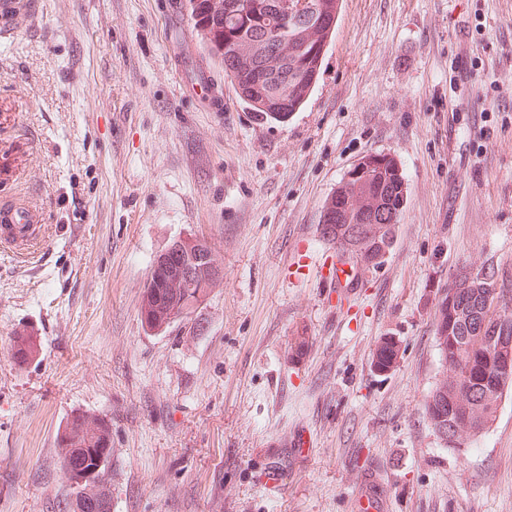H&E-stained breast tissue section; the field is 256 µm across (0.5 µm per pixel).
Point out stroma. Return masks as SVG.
<instances>
[{
  "label": "stroma",
  "mask_w": 512,
  "mask_h": 512,
  "mask_svg": "<svg viewBox=\"0 0 512 512\" xmlns=\"http://www.w3.org/2000/svg\"><path fill=\"white\" fill-rule=\"evenodd\" d=\"M29 2L0 35V202L43 226L32 256L0 249V512H60L75 411L112 422V512H512V392L461 454L425 414L438 299L461 267L512 274V0H340L284 122L241 101L188 0ZM369 152L406 206L332 296L322 205ZM185 237L221 276L149 329L151 264ZM38 346L40 343H37V338L27 330L16 331L12 338V355L15 363H27L37 353ZM400 346L395 338L388 336L380 339L375 349V365L379 371H386L396 363Z\"/></svg>",
  "instance_id": "obj_1"
}]
</instances>
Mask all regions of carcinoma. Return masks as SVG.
Instances as JSON below:
<instances>
[{"label": "carcinoma", "instance_id": "carcinoma-1", "mask_svg": "<svg viewBox=\"0 0 512 512\" xmlns=\"http://www.w3.org/2000/svg\"><path fill=\"white\" fill-rule=\"evenodd\" d=\"M277 0H224V21L207 10V0H193L194 25L224 24V74L237 94L257 116L293 113L302 106L320 71L327 39L333 33L339 0H305L302 13L281 22ZM283 27L286 41L267 40L275 26ZM408 187L395 158L368 153L347 171L336 191L325 201L321 218L329 226L325 240L344 255L367 265L381 263L396 236L398 218L407 201ZM189 297L165 288L144 289L140 315L148 328H165L171 310L181 302L194 304L208 287ZM436 340L445 371L425 405L436 434L444 433L446 447L457 450L481 435L496 419L505 392L512 389V281L493 267L458 272L436 306ZM37 338L27 330L14 333L16 364L28 362L38 350ZM400 346L395 338L380 339L375 365L386 371L396 363ZM61 466L72 492L63 512H72L79 499L91 512H111L110 463L112 422L88 412H73L59 430Z\"/></svg>", "mask_w": 512, "mask_h": 512}]
</instances>
